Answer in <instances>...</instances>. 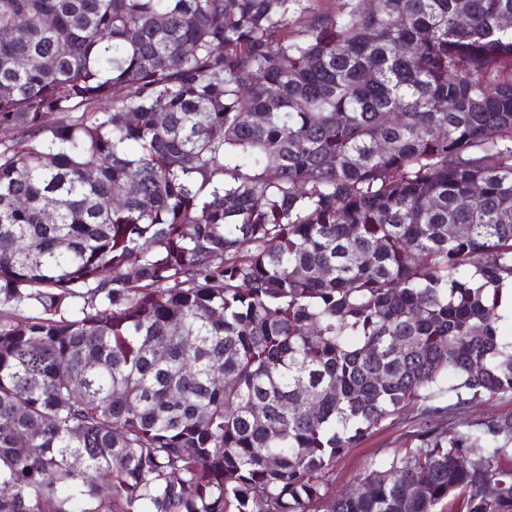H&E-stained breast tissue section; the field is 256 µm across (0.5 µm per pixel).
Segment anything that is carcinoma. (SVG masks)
Wrapping results in <instances>:
<instances>
[{"instance_id":"carcinoma-1","label":"carcinoma","mask_w":512,"mask_h":512,"mask_svg":"<svg viewBox=\"0 0 512 512\" xmlns=\"http://www.w3.org/2000/svg\"><path fill=\"white\" fill-rule=\"evenodd\" d=\"M506 17L0 0V512H512ZM453 383L454 380L448 377L441 384L442 392L431 401L419 403L409 408L399 418L386 421L355 448H351L345 456L339 458L332 474L336 492L345 493L355 488L373 462L386 460L394 455L401 456L417 448L419 441L416 434L425 416L423 411L426 405L447 407L454 404L456 399L448 392V387ZM505 414L512 415V395L485 399L465 409L450 406L445 421L448 427L465 430L469 426L475 427L476 424Z\"/></svg>"}]
</instances>
